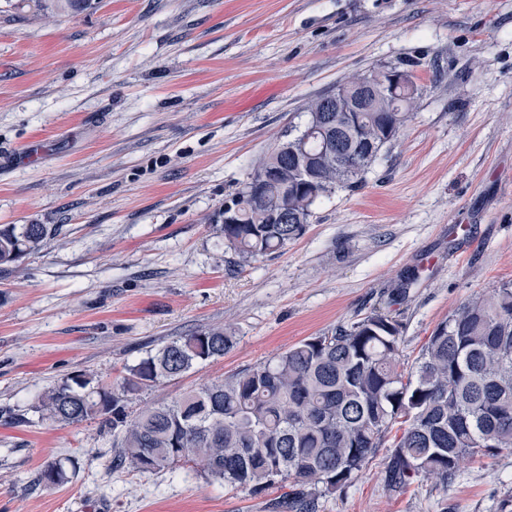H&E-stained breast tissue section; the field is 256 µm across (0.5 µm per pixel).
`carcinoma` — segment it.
Here are the masks:
<instances>
[{
	"label": "carcinoma",
	"mask_w": 512,
	"mask_h": 512,
	"mask_svg": "<svg viewBox=\"0 0 512 512\" xmlns=\"http://www.w3.org/2000/svg\"><path fill=\"white\" fill-rule=\"evenodd\" d=\"M336 151L328 163L323 136L307 144L311 162L275 144L259 165L280 170L259 202L240 189L220 225L224 245L241 261L273 253L301 237L306 225L292 206L300 181L312 183L307 208L338 191L361 188L383 149L398 140L410 113H336ZM55 229L0 225V266L36 252ZM403 325L371 312L331 332L310 336L271 359L171 401L128 406L141 393L193 365L221 358L234 345L212 327L174 339L128 369L111 387L75 374L45 391L40 417L75 424L100 417L112 427L115 468L152 473L189 465L228 487L261 494L284 490L276 508L316 512L319 496L351 485L394 427L384 483L394 492L412 481L455 477L465 459L512 450V283L473 295L433 330L409 369L401 367ZM70 459L48 464L38 482H69Z\"/></svg>",
	"instance_id": "cac0c4a2"
}]
</instances>
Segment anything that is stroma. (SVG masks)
I'll return each instance as SVG.
<instances>
[{
	"mask_svg": "<svg viewBox=\"0 0 512 512\" xmlns=\"http://www.w3.org/2000/svg\"><path fill=\"white\" fill-rule=\"evenodd\" d=\"M409 59L416 107L365 185L240 263L218 227L253 163L312 100ZM1 224L58 232L0 266V512H274V488L113 468L101 420L59 426L33 405L67 376L110 386L173 339L231 329L224 357L135 413L373 310L402 321L408 367L464 300L512 282V0H87L52 26L0 0ZM389 452L318 512H499L512 492L510 451L400 493ZM60 458L69 482L38 483Z\"/></svg>",
	"mask_w": 512,
	"mask_h": 512,
	"instance_id": "35a3bbf8",
	"label": "stroma"
}]
</instances>
